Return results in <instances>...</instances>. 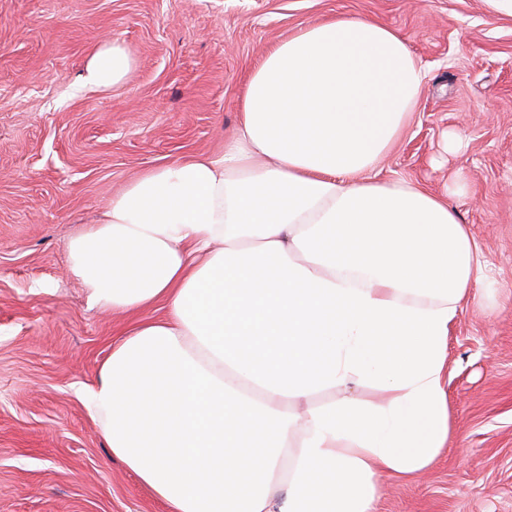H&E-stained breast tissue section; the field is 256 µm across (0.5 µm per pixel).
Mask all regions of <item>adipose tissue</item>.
I'll return each instance as SVG.
<instances>
[{
  "label": "adipose tissue",
  "mask_w": 512,
  "mask_h": 512,
  "mask_svg": "<svg viewBox=\"0 0 512 512\" xmlns=\"http://www.w3.org/2000/svg\"><path fill=\"white\" fill-rule=\"evenodd\" d=\"M132 64L102 44L85 80L120 85ZM425 78L386 26H302L249 71L223 152L143 171L69 238L89 307L137 317L89 417L167 512H374L380 477L446 447L448 334L484 262L445 198L376 178ZM324 390L337 401L312 404ZM258 414L278 446L257 479L225 481L210 465L237 469ZM316 460L335 485L312 481Z\"/></svg>",
  "instance_id": "adipose-tissue-1"
}]
</instances>
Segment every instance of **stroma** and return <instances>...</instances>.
Listing matches in <instances>:
<instances>
[{"label":"stroma","mask_w":512,"mask_h":512,"mask_svg":"<svg viewBox=\"0 0 512 512\" xmlns=\"http://www.w3.org/2000/svg\"><path fill=\"white\" fill-rule=\"evenodd\" d=\"M339 13L395 29L424 66L378 177L446 198L491 280L448 336V446L382 477L376 512H512V15L488 0H0V512H165L87 416L132 319L88 307L66 242L142 171L223 148L249 70ZM104 40L135 60L106 91L84 82Z\"/></svg>","instance_id":"stroma-1"}]
</instances>
